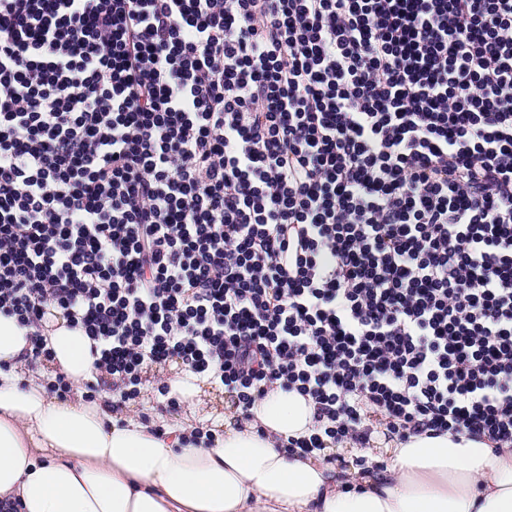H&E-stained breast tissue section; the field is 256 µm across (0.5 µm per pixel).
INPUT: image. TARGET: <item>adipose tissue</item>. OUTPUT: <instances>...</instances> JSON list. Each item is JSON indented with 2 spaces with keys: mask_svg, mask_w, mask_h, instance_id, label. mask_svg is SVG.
<instances>
[{
  "mask_svg": "<svg viewBox=\"0 0 512 512\" xmlns=\"http://www.w3.org/2000/svg\"><path fill=\"white\" fill-rule=\"evenodd\" d=\"M43 334L53 356L27 371L29 330L0 313V505L17 512H512V449L493 453L485 436L413 435L383 470L346 476L279 450L312 433L315 405L274 385L252 422L185 445L177 426L162 438L152 424L118 423L111 396L50 395L44 378L81 383L95 358L62 315Z\"/></svg>",
  "mask_w": 512,
  "mask_h": 512,
  "instance_id": "adipose-tissue-1",
  "label": "adipose tissue"
}]
</instances>
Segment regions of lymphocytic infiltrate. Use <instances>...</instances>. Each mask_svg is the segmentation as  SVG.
I'll list each match as a JSON object with an SVG mask.
<instances>
[{
    "label": "lymphocytic infiltrate",
    "instance_id": "1",
    "mask_svg": "<svg viewBox=\"0 0 512 512\" xmlns=\"http://www.w3.org/2000/svg\"><path fill=\"white\" fill-rule=\"evenodd\" d=\"M124 399L178 359L287 454L512 447V0H0V311Z\"/></svg>",
    "mask_w": 512,
    "mask_h": 512
}]
</instances>
